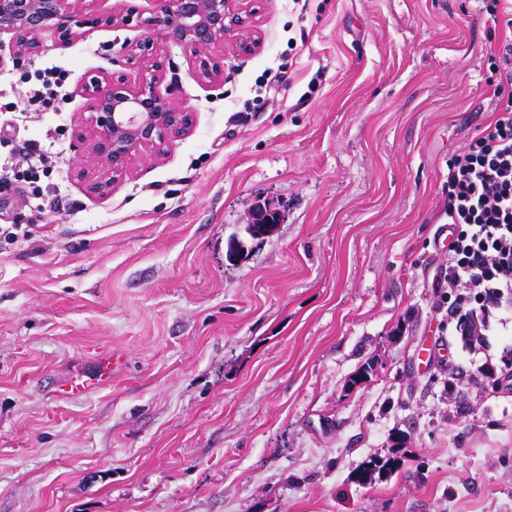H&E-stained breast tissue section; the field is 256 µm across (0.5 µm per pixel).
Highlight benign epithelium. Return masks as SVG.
Here are the masks:
<instances>
[{"label": "benign epithelium", "mask_w": 512, "mask_h": 512, "mask_svg": "<svg viewBox=\"0 0 512 512\" xmlns=\"http://www.w3.org/2000/svg\"><path fill=\"white\" fill-rule=\"evenodd\" d=\"M84 0H0V60L8 52L14 61L26 59L38 48L36 35L51 27L61 45L77 35L76 17L92 28L125 24L133 11L119 9L108 15L90 13ZM255 0H157L156 10L142 20L148 36L129 50L128 61L138 65L141 81L129 85L121 76L108 80L91 77L80 93L90 115L74 129L78 151V178L89 194L106 197L129 170L135 153L146 150L158 158L169 143L193 127V113L158 90L165 74V48L180 47L194 60L205 83L224 79V61L218 45L224 41L239 50L259 44Z\"/></svg>", "instance_id": "obj_1"}]
</instances>
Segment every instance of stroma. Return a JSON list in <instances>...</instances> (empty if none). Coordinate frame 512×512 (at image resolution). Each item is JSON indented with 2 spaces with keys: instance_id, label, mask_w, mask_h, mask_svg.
Returning <instances> with one entry per match:
<instances>
[{
  "instance_id": "stroma-1",
  "label": "stroma",
  "mask_w": 512,
  "mask_h": 512,
  "mask_svg": "<svg viewBox=\"0 0 512 512\" xmlns=\"http://www.w3.org/2000/svg\"><path fill=\"white\" fill-rule=\"evenodd\" d=\"M128 4L127 25L65 47L47 28L0 64V140L65 148L43 212L28 183L0 190V225L31 230L0 244V512H512V307L465 345L443 278L448 164L492 117L512 0H264L223 81L169 48L193 129L98 198L76 89L139 81L125 49L155 4ZM52 66L65 100L27 111ZM278 67L274 105L246 111ZM110 347L122 374L57 396ZM398 467L396 462V458H388L386 461H376L372 460L362 464L356 471V482L359 485H366L371 483L373 480V476L376 471H393Z\"/></svg>"
}]
</instances>
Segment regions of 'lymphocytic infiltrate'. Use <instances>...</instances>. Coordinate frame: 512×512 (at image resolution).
<instances>
[{
	"mask_svg": "<svg viewBox=\"0 0 512 512\" xmlns=\"http://www.w3.org/2000/svg\"><path fill=\"white\" fill-rule=\"evenodd\" d=\"M502 59L508 68L496 84L493 120L448 165V271L450 290L474 294L481 310L512 305V43ZM22 161H0V185L19 171L53 172L61 155L33 142Z\"/></svg>",
	"mask_w": 512,
	"mask_h": 512,
	"instance_id": "1",
	"label": "lymphocytic infiltrate"
}]
</instances>
